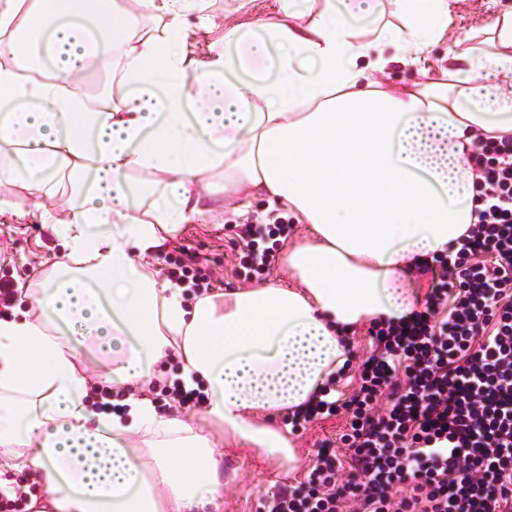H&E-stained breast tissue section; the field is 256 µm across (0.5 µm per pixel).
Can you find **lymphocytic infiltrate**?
<instances>
[{"label": "lymphocytic infiltrate", "mask_w": 512, "mask_h": 512, "mask_svg": "<svg viewBox=\"0 0 512 512\" xmlns=\"http://www.w3.org/2000/svg\"><path fill=\"white\" fill-rule=\"evenodd\" d=\"M483 187L455 251L423 260V302L375 318L351 393L328 380L293 431L345 416L340 449L323 441L304 480L264 512H512V137L471 148ZM170 281L212 285L187 248Z\"/></svg>", "instance_id": "f902f5d3"}]
</instances>
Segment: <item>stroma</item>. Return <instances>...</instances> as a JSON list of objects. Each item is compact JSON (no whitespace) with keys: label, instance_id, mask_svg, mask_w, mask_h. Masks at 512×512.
<instances>
[{"label":"stroma","instance_id":"stroma-1","mask_svg":"<svg viewBox=\"0 0 512 512\" xmlns=\"http://www.w3.org/2000/svg\"><path fill=\"white\" fill-rule=\"evenodd\" d=\"M498 8V0H461L455 14V33L471 34L472 45L483 46L485 28ZM267 213L266 201L253 199L242 216L215 212L184 225L173 243L187 246L201 257L200 268L215 287H233L246 280L240 265L244 252L239 227L261 223ZM61 251L50 225L21 224L10 210L0 211V279L26 284L32 268L52 263ZM343 426V418L334 417L295 434L298 459L293 465L242 444L225 442L218 450L223 457L218 477L224 486L219 512H258L279 478H288L294 484L301 481L322 440L338 438Z\"/></svg>","mask_w":512,"mask_h":512}]
</instances>
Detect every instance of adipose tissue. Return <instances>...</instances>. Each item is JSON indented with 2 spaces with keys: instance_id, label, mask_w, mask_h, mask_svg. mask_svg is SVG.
Returning <instances> with one entry per match:
<instances>
[{
  "instance_id": "adipose-tissue-1",
  "label": "adipose tissue",
  "mask_w": 512,
  "mask_h": 512,
  "mask_svg": "<svg viewBox=\"0 0 512 512\" xmlns=\"http://www.w3.org/2000/svg\"><path fill=\"white\" fill-rule=\"evenodd\" d=\"M204 2L0 0V181L66 246L22 288L26 308L0 314V494L35 474L27 512H214L216 432L295 463L260 413L305 405L344 364L345 334L418 304L406 274L475 221V132L512 135V0L492 49L387 88L374 72L442 43L456 0H281L259 37L226 26L200 62L180 38L214 26ZM42 40L52 80L27 74ZM104 44L120 71L99 108L69 77ZM219 176L309 225L283 250L292 286L195 296L155 265L213 209ZM169 349L179 372L161 365ZM171 376L207 396L213 433L158 414L148 387ZM123 388L138 394L121 411L94 405Z\"/></svg>"
}]
</instances>
